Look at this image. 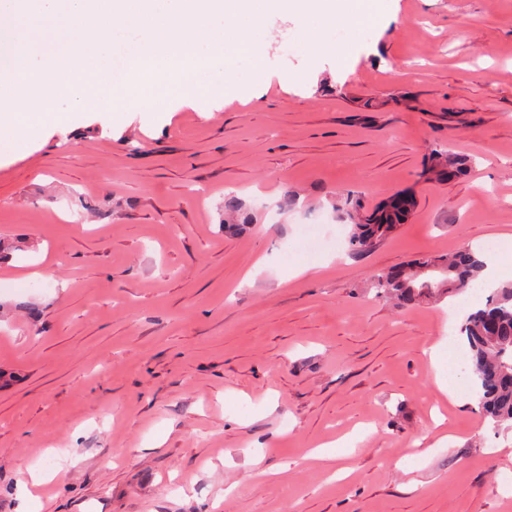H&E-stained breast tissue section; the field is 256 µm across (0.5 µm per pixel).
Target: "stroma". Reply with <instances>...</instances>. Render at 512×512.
Returning <instances> with one entry per match:
<instances>
[{
	"label": "stroma",
	"mask_w": 512,
	"mask_h": 512,
	"mask_svg": "<svg viewBox=\"0 0 512 512\" xmlns=\"http://www.w3.org/2000/svg\"><path fill=\"white\" fill-rule=\"evenodd\" d=\"M376 11L318 54L274 21L268 87L241 62L232 102L71 112L70 135L46 124L0 164V512L512 507V426L448 363L484 299L400 307L372 287L475 245L512 265V0ZM435 147L472 169L426 181ZM405 190L392 235L326 246L351 231L340 194L368 214ZM347 434L335 467L310 458ZM33 466L55 475L34 500Z\"/></svg>",
	"instance_id": "35a3bbf8"
}]
</instances>
